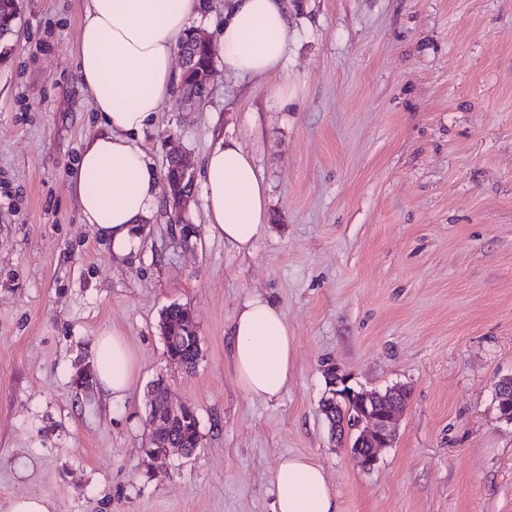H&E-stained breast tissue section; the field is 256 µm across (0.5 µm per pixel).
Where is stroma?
<instances>
[{"label": "stroma", "instance_id": "35a3bbf8", "mask_svg": "<svg viewBox=\"0 0 512 512\" xmlns=\"http://www.w3.org/2000/svg\"><path fill=\"white\" fill-rule=\"evenodd\" d=\"M84 0H18L0 57V512H273L283 455L321 465L340 512H512V0H288L291 42L271 77L216 58L206 98L167 100L140 144L196 176L172 230L159 203L118 256L69 190L101 131L78 76ZM286 85L288 98L273 86ZM240 140L266 186L251 254L211 237L202 162ZM260 294L284 311L292 377L248 397L225 333ZM187 307L202 357H166L165 308ZM136 373L123 400L73 383L100 329ZM338 367L358 391L402 386L392 447L363 469L320 404ZM195 406L189 457L148 453L150 387ZM48 496H17L9 501L6 512H54Z\"/></svg>", "mask_w": 512, "mask_h": 512}]
</instances>
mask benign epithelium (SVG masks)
Here are the masks:
<instances>
[{
	"label": "benign epithelium",
	"instance_id": "1",
	"mask_svg": "<svg viewBox=\"0 0 512 512\" xmlns=\"http://www.w3.org/2000/svg\"><path fill=\"white\" fill-rule=\"evenodd\" d=\"M165 193L174 215V224L180 225L182 232L190 233L191 226L182 220L189 200L187 191L173 184L165 187ZM495 394L502 403L500 419L511 424L512 410H505L504 403L512 401V382H498ZM324 401L327 407L336 408V415L329 416L331 430L336 438L343 441L348 430H355L351 450L360 458L365 469L373 468L377 462L376 449L389 448L394 441L397 415L404 408L398 398V389L367 394L349 389L344 379L337 375ZM188 406L187 402L175 403L170 397H165L149 413L147 425L151 434L156 438H166L173 425L183 422Z\"/></svg>",
	"mask_w": 512,
	"mask_h": 512
}]
</instances>
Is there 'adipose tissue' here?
<instances>
[{
	"mask_svg": "<svg viewBox=\"0 0 512 512\" xmlns=\"http://www.w3.org/2000/svg\"><path fill=\"white\" fill-rule=\"evenodd\" d=\"M199 11V0L84 2L78 74L102 130L85 140L71 189L84 223L115 254L138 248L141 227L160 202L159 177L139 140L176 88L174 54ZM289 42L285 0H229L214 44L228 70L267 76L281 68ZM202 178L210 235L250 253L268 220V204L242 143L221 140L205 157ZM227 349L247 396L271 400L287 389L293 339L278 305L248 298L228 328ZM94 350L99 390L121 399L136 370L130 347L120 332L104 330ZM271 484L274 512H338L323 467L308 457H282Z\"/></svg>",
	"mask_w": 512,
	"mask_h": 512,
	"instance_id": "ef3b65f1",
	"label": "adipose tissue"
}]
</instances>
